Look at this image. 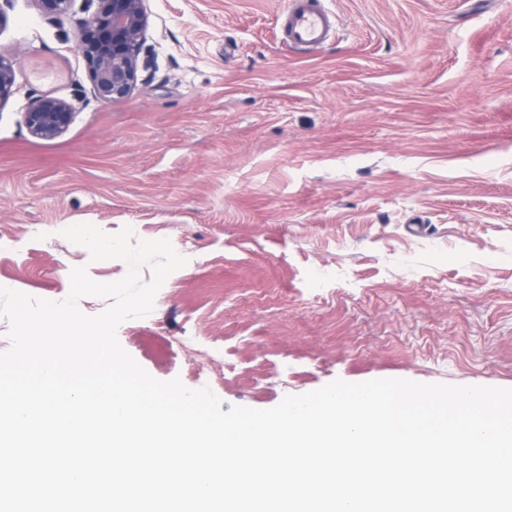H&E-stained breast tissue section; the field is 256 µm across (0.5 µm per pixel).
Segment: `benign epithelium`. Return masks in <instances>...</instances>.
<instances>
[{"mask_svg":"<svg viewBox=\"0 0 512 512\" xmlns=\"http://www.w3.org/2000/svg\"><path fill=\"white\" fill-rule=\"evenodd\" d=\"M47 16L81 12L75 19L76 50L83 57L95 97L112 103L129 97L138 84L139 56L148 28L145 0H34ZM15 55L0 50V104L13 92ZM74 112L64 100L45 94L33 100L23 112L29 134L52 140L62 136L70 126Z\"/></svg>","mask_w":512,"mask_h":512,"instance_id":"7a95c632","label":"benign epithelium"}]
</instances>
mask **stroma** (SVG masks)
<instances>
[{
  "label": "stroma",
  "instance_id": "1",
  "mask_svg": "<svg viewBox=\"0 0 512 512\" xmlns=\"http://www.w3.org/2000/svg\"><path fill=\"white\" fill-rule=\"evenodd\" d=\"M290 49L285 0H146L133 95L98 101L75 18L0 7V286L61 301L123 278L65 228L186 257L121 346L154 378L267 409L340 379L512 388V0H327ZM49 92L74 120L29 135ZM222 350L188 371L185 342ZM15 55L7 48L0 51V105L6 102L13 92L15 82ZM74 112L64 100L45 94L33 100L23 112V123L29 134L52 140L62 136L70 126Z\"/></svg>",
  "mask_w": 512,
  "mask_h": 512
}]
</instances>
